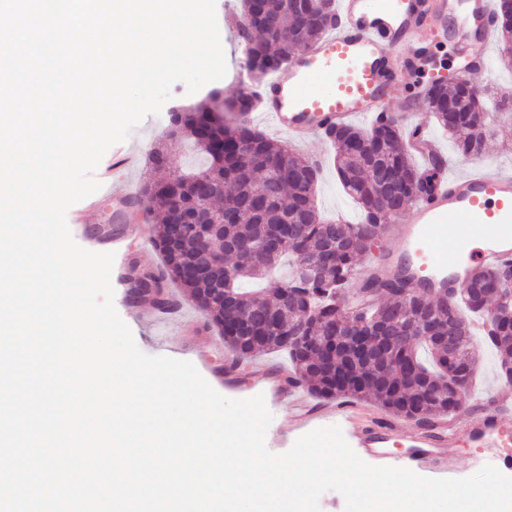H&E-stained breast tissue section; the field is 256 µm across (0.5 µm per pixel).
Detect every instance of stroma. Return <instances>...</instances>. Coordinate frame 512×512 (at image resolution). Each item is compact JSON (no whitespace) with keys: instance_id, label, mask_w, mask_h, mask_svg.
Here are the masks:
<instances>
[{"instance_id":"stroma-1","label":"stroma","mask_w":512,"mask_h":512,"mask_svg":"<svg viewBox=\"0 0 512 512\" xmlns=\"http://www.w3.org/2000/svg\"><path fill=\"white\" fill-rule=\"evenodd\" d=\"M125 148L138 152L140 162L136 168H118L112 172L113 190L130 189L139 192L151 174L149 157L154 148L165 147L174 158L178 170L185 171L197 166L200 157L192 145L169 135V112L147 116L130 134ZM297 151L313 158L320 157L323 164L316 202L322 212L342 208L348 211L352 221H360L357 206L346 197L337 181L329 142L313 138L295 145ZM142 269H160L161 258L151 242H144L140 251L131 253L125 262L114 264L111 282L115 291L114 306L120 318L130 328L138 347L146 354L165 355L172 358L194 361L196 347L208 344L212 347V359L202 376L221 395L230 399H245L256 394L260 382V367L290 374L288 358L282 353H260L242 362L237 368L228 364L229 350L215 328L207 326L203 315L195 308L181 289H174V308L166 313L152 305L130 300L131 266ZM505 387L498 377V361L493 353H485L472 386L461 399L462 409L480 414L488 400L504 392Z\"/></svg>"}]
</instances>
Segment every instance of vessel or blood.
I'll list each match as a JSON object with an SVG mask.
<instances>
[{
	"label": "vessel or blood",
	"instance_id": "vessel-or-blood-1",
	"mask_svg": "<svg viewBox=\"0 0 512 512\" xmlns=\"http://www.w3.org/2000/svg\"><path fill=\"white\" fill-rule=\"evenodd\" d=\"M335 26L314 46L288 65L287 78L267 82L259 98L264 116L298 142L319 135L359 116L379 117L396 99L417 55L448 35L464 75L481 70L474 44L489 45L495 37L492 0H338ZM400 250L390 260L417 287L445 294L461 285L474 267H496L512 261V175L488 170L479 163L457 175H441L437 189L415 203L397 224ZM453 241L452 250L439 246ZM144 242L141 234L113 235L109 249L116 257ZM272 404L291 401L298 408L296 427L324 419L352 427V445L368 456L379 449L410 444L411 453L399 466L448 477L454 467L453 448L468 441L497 456L512 435L505 420L512 397L491 403L479 418L462 414L439 421L432 430L411 429L379 416L372 426L354 429V407H325L316 412L303 406L299 388L282 377H264Z\"/></svg>",
	"mask_w": 512,
	"mask_h": 512
}]
</instances>
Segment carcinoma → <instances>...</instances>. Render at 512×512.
I'll list each match as a JSON object with an SVG mask.
<instances>
[{
  "label": "carcinoma",
  "instance_id": "carcinoma-1",
  "mask_svg": "<svg viewBox=\"0 0 512 512\" xmlns=\"http://www.w3.org/2000/svg\"><path fill=\"white\" fill-rule=\"evenodd\" d=\"M264 6L276 18L270 26L253 19ZM336 15V0H241L236 37L273 63L253 72L256 82L277 72L321 38L328 28L305 26L301 11ZM499 57L512 67V0H496ZM426 98L436 123L455 142L459 154L478 156L490 129L468 118L487 110L481 91L470 81H431ZM170 133L189 141L202 156L197 168L167 175L172 161L162 147L150 154L152 176L137 203L154 216L152 244L164 270L138 273L131 297L161 311L170 306L169 280L186 292L208 325L218 329L235 355L231 368L258 352H284L293 372L288 382L325 399H373L384 410L432 420L454 413L479 361L468 314L487 320L484 340L499 353L500 377L512 385L511 304L493 288L505 268L472 270L468 294L450 299L420 291L389 265L374 268L358 288L362 307L341 303L348 281L371 249L365 227L383 231V216L429 196L445 169L433 154L423 168L411 164V151L396 121L381 118L361 129L331 127L325 137L335 149L336 178L359 205L358 224L324 220L314 204L318 164L269 139L245 120L231 121L212 107L181 113ZM385 166L407 175L401 193L373 174ZM227 220L222 233L214 222ZM293 260L289 276L272 294L246 285L261 280L283 257ZM371 337L361 344L349 332L353 323ZM451 324L453 353L425 337L428 324ZM299 335L293 340L291 336Z\"/></svg>",
  "mask_w": 512,
  "mask_h": 512
}]
</instances>
